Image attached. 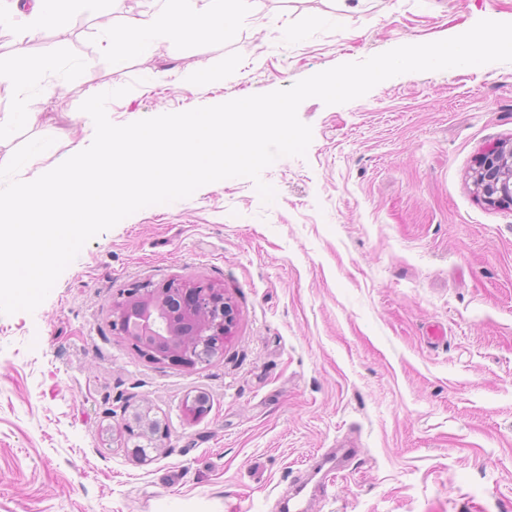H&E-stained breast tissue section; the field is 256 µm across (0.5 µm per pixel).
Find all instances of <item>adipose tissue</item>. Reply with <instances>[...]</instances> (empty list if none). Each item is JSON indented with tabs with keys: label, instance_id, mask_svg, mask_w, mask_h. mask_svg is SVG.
Returning a JSON list of instances; mask_svg holds the SVG:
<instances>
[{
	"label": "adipose tissue",
	"instance_id": "1",
	"mask_svg": "<svg viewBox=\"0 0 512 512\" xmlns=\"http://www.w3.org/2000/svg\"><path fill=\"white\" fill-rule=\"evenodd\" d=\"M69 0H0V26H8L17 45L13 64L0 67V84L25 87L31 72L25 58V42L36 31L53 27ZM257 0H145L144 9L129 14L125 29L112 25L100 30L113 54L150 53L156 39L180 41L208 32L216 35L233 29L239 16L255 9Z\"/></svg>",
	"mask_w": 512,
	"mask_h": 512
}]
</instances>
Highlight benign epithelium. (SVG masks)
Masks as SVG:
<instances>
[{"label": "benign epithelium", "mask_w": 512, "mask_h": 512, "mask_svg": "<svg viewBox=\"0 0 512 512\" xmlns=\"http://www.w3.org/2000/svg\"><path fill=\"white\" fill-rule=\"evenodd\" d=\"M478 196L493 206H512V142L480 154L471 172ZM115 334L154 362L179 360L195 369L224 351L236 316L224 290L204 282L172 279L160 288L145 283L125 290L111 305ZM120 432L129 437L166 436L158 420L140 413Z\"/></svg>", "instance_id": "7a95c632"}]
</instances>
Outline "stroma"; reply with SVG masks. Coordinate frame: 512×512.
Instances as JSON below:
<instances>
[{
	"label": "stroma",
	"instance_id": "obj_1",
	"mask_svg": "<svg viewBox=\"0 0 512 512\" xmlns=\"http://www.w3.org/2000/svg\"><path fill=\"white\" fill-rule=\"evenodd\" d=\"M482 19L512 23V0H261L224 35L121 56L74 6L30 42L29 85H0V113L24 96L48 118L0 140V159L49 135L44 166L70 157L96 88L128 87L110 117L124 125ZM201 67L210 86L184 89ZM298 116L313 139L263 171L274 203L230 178L145 207L88 241L34 313L0 314V512H280L344 440L358 454L320 475L312 512H512V207L469 180L512 140V63L405 73L343 105L307 99ZM175 278L223 289L237 313L198 370L112 331L120 291ZM121 409L166 425L146 459L113 441Z\"/></svg>",
	"mask_w": 512,
	"mask_h": 512
}]
</instances>
